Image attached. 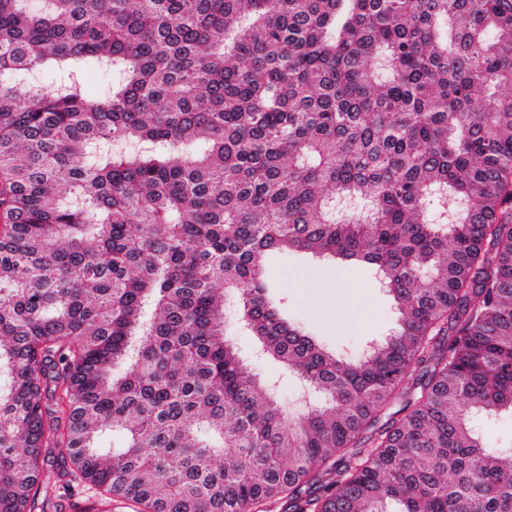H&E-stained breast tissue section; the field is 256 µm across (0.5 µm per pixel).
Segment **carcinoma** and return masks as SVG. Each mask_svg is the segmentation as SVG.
I'll return each mask as SVG.
<instances>
[{
  "mask_svg": "<svg viewBox=\"0 0 512 512\" xmlns=\"http://www.w3.org/2000/svg\"><path fill=\"white\" fill-rule=\"evenodd\" d=\"M30 4L0 0V512L59 447L55 490L133 512H512L469 423L512 413V0ZM282 252L371 269L397 331L326 349ZM228 293L322 404L248 370ZM79 80L87 96L97 97L107 90L112 76L101 68L86 67L79 73Z\"/></svg>",
  "mask_w": 512,
  "mask_h": 512,
  "instance_id": "obj_1",
  "label": "carcinoma"
}]
</instances>
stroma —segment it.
<instances>
[{
  "instance_id": "1",
  "label": "stroma",
  "mask_w": 512,
  "mask_h": 512,
  "mask_svg": "<svg viewBox=\"0 0 512 512\" xmlns=\"http://www.w3.org/2000/svg\"><path fill=\"white\" fill-rule=\"evenodd\" d=\"M267 276L275 293L284 298L289 317L331 351L359 354L368 339L385 338L398 327L393 302L368 270L291 253L271 257ZM225 326L227 336L253 371L274 383L289 415L301 414L296 403L301 392L299 377L260 354L255 337L237 321L234 311H227Z\"/></svg>"
}]
</instances>
